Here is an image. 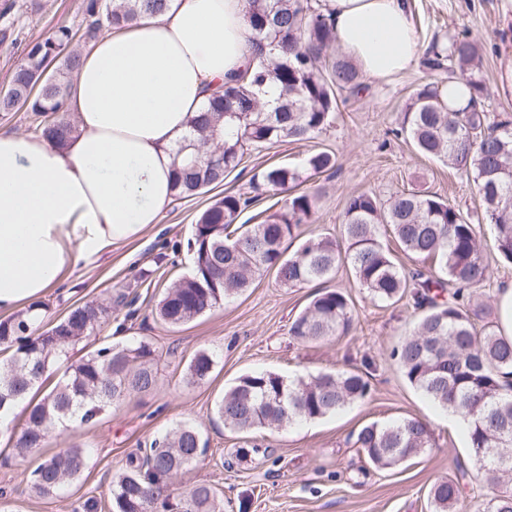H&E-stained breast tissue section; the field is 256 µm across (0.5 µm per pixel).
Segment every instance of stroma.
<instances>
[{"label":"stroma","mask_w":512,"mask_h":512,"mask_svg":"<svg viewBox=\"0 0 512 512\" xmlns=\"http://www.w3.org/2000/svg\"><path fill=\"white\" fill-rule=\"evenodd\" d=\"M420 53L432 45L449 48L467 33L483 48L479 76L485 86L484 109L490 119L512 118V95L499 94L501 56L496 49L512 36V0H409ZM81 0H0V26L12 24L16 41L0 45V90L27 46L41 41L60 24L79 27ZM444 86L448 73L429 70L424 62L389 79L366 78V91L341 104L331 128L308 142H278L248 151L222 185L183 200L172 201L165 218L142 240L114 248L76 272L41 300L46 321L54 322L72 308L94 301L107 310L96 335L84 348L74 349L78 362L84 350L104 343L125 344L147 339L166 356L159 384L118 407L103 411L77 428L58 430L46 445L53 454L72 444L88 448L82 474L65 491L38 495L26 484L37 456L20 454L9 433H0V512H111L112 477L155 433L180 423L196 425L208 448L182 484L204 482L224 499V512H432L428 491L433 482L456 474V463L469 457L466 431L449 424L447 413L435 408L413 388L390 358L394 346L419 316L407 301L395 304L371 300L346 271H338L327 286L353 301V326L325 341H299L289 333L292 319L318 291L282 285L275 273L255 279L251 288L225 300L203 316L176 328L158 322L153 309L163 289L187 275L192 256L186 243L198 215L228 193L252 197L240 223L262 222L269 207H281L284 195L253 189L252 176L271 165L302 167L307 155L330 150L336 166L309 177L301 188L317 194L315 213L303 225V235H339L347 198L368 192L385 199L404 190H430L478 219L482 206L471 179L442 162L424 157L412 144L395 137L403 108L423 82ZM215 356L209 377L190 385L184 380L191 358L199 351ZM371 362L369 398L324 418L260 430L253 437L272 450L261 465L227 467L240 436L214 422L216 401L237 377L273 371L287 378L321 371L352 370ZM405 417L427 419L436 446L424 455L390 469L372 467L359 454L352 433L371 421Z\"/></svg>","instance_id":"35a3bbf8"}]
</instances>
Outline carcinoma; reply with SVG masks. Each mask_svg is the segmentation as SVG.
Listing matches in <instances>:
<instances>
[{
	"mask_svg": "<svg viewBox=\"0 0 512 512\" xmlns=\"http://www.w3.org/2000/svg\"><path fill=\"white\" fill-rule=\"evenodd\" d=\"M167 0H82L83 34L90 42L100 31L162 13ZM246 19L258 47L247 82L224 85L208 107L192 119L186 143L174 156L173 197H194L224 182L244 155L266 144L315 139L334 123L340 96H359L362 75L344 55L330 56L336 38L325 12L310 0H247ZM75 32L61 25L33 44L0 92V112L24 109L40 117L38 132L62 145L74 130L63 110L81 53L72 49ZM450 57L470 91L463 108H452L439 86L427 83L410 96L397 135L417 151L473 179L482 202V220L495 228L494 254L512 263V120L487 121L484 86L476 78L481 53L468 36L456 38ZM278 94L265 99L269 84ZM335 164L332 152L310 154L303 167L270 166L257 185L288 195L284 205L260 224L236 223L252 198L226 194L198 216L188 240L193 267L173 282L155 308L168 326L191 322L224 299L251 287L273 271L290 288L325 283L345 266L367 295L380 302L412 301L423 311L412 331L390 357L405 379L434 405L466 422L469 463H457L454 478L437 480L429 490L434 512H455L462 482L478 481L492 490L487 512H512V340L483 322L485 306L471 304L465 291L483 286L490 263L476 225L459 208L429 191L400 192L382 201L369 193L349 197L341 237L299 239L317 204L296 188L306 177ZM391 231L401 250L432 270H406L381 241ZM105 310L77 306L41 331V306L0 320V415L42 379L48 367L68 358L69 349L95 335ZM351 299L323 288L293 320L289 333L302 341H322L351 329ZM162 354L140 339L102 344L69 367L62 381L33 406L20 432L6 429L20 453L43 447L58 430L80 416L93 420L106 406H118L158 385ZM214 356L194 355L186 380L208 378ZM367 371L323 372L287 380L274 372L240 376L215 407L224 428L241 434L274 430L315 420L365 400L371 391ZM436 445L430 424L419 417L363 425L354 446L374 467L395 468ZM206 452L199 430L180 422L153 438L149 447L128 455L112 479V512H224V503L206 483L176 486L178 477ZM269 448H237L232 460L259 464ZM87 453L75 445L44 459L27 477L30 490L45 495L65 489L86 468Z\"/></svg>",
	"mask_w": 512,
	"mask_h": 512,
	"instance_id": "cac0c4a2",
	"label": "carcinoma"
}]
</instances>
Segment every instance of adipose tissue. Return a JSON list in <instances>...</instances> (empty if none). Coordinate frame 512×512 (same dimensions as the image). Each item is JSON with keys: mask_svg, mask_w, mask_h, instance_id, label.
Instances as JSON below:
<instances>
[{"mask_svg": "<svg viewBox=\"0 0 512 512\" xmlns=\"http://www.w3.org/2000/svg\"><path fill=\"white\" fill-rule=\"evenodd\" d=\"M246 0H168L82 56L58 145L0 132V314L39 301L79 262L161 224L174 152L209 95L253 65ZM336 44L387 79L419 54L408 0H326Z\"/></svg>", "mask_w": 512, "mask_h": 512, "instance_id": "1", "label": "adipose tissue"}]
</instances>
